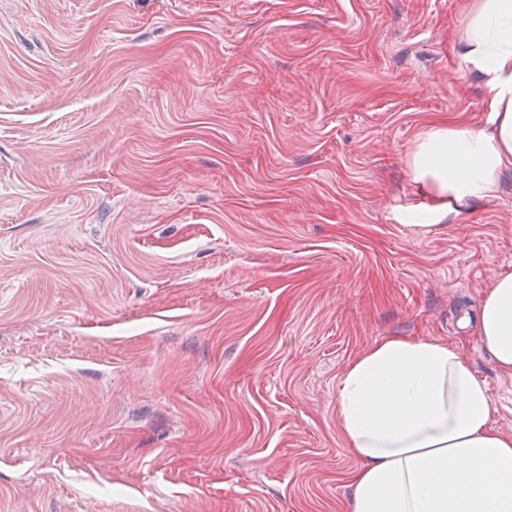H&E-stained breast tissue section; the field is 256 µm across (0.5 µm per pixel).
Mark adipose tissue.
<instances>
[{"mask_svg":"<svg viewBox=\"0 0 512 512\" xmlns=\"http://www.w3.org/2000/svg\"><path fill=\"white\" fill-rule=\"evenodd\" d=\"M462 40L492 129L435 126L412 152L416 179L454 203L492 197L512 169V0H474ZM476 334L512 374V272L485 293ZM336 414L358 461L350 512H512V436L496 428L487 384L460 349L373 343L345 366Z\"/></svg>","mask_w":512,"mask_h":512,"instance_id":"1","label":"adipose tissue"}]
</instances>
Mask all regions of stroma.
Returning <instances> with one entry per match:
<instances>
[{"label": "stroma", "mask_w": 512, "mask_h": 512, "mask_svg": "<svg viewBox=\"0 0 512 512\" xmlns=\"http://www.w3.org/2000/svg\"><path fill=\"white\" fill-rule=\"evenodd\" d=\"M473 0H0V512H347L344 366L461 346L512 271V169L451 203L431 127L489 129Z\"/></svg>", "instance_id": "1"}]
</instances>
